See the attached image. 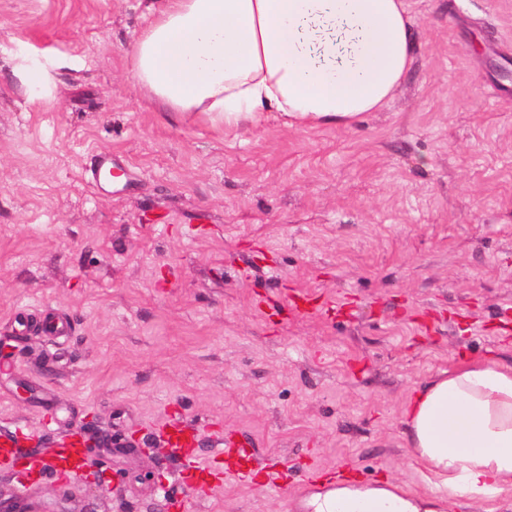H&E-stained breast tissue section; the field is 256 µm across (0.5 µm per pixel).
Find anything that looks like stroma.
Returning <instances> with one entry per match:
<instances>
[{
    "instance_id": "35a3bbf8",
    "label": "stroma",
    "mask_w": 512,
    "mask_h": 512,
    "mask_svg": "<svg viewBox=\"0 0 512 512\" xmlns=\"http://www.w3.org/2000/svg\"><path fill=\"white\" fill-rule=\"evenodd\" d=\"M158 5L0 0V434L22 427L39 469L67 438L109 441L54 480L0 473V499L294 512L342 471L422 490L412 394L464 359L512 366V0H406L391 99L318 128L163 111L132 60ZM101 151L128 174L96 188ZM296 291L328 305L296 312ZM177 421L200 459L233 433L282 484L175 478Z\"/></svg>"
}]
</instances>
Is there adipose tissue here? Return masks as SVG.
I'll return each mask as SVG.
<instances>
[{"mask_svg":"<svg viewBox=\"0 0 512 512\" xmlns=\"http://www.w3.org/2000/svg\"><path fill=\"white\" fill-rule=\"evenodd\" d=\"M404 0H161L133 51V74L170 112L236 127L264 112L286 125L348 124L381 108L412 60ZM425 485L325 478L299 512H512V366L466 359L403 411Z\"/></svg>","mask_w":512,"mask_h":512,"instance_id":"1","label":"adipose tissue"}]
</instances>
